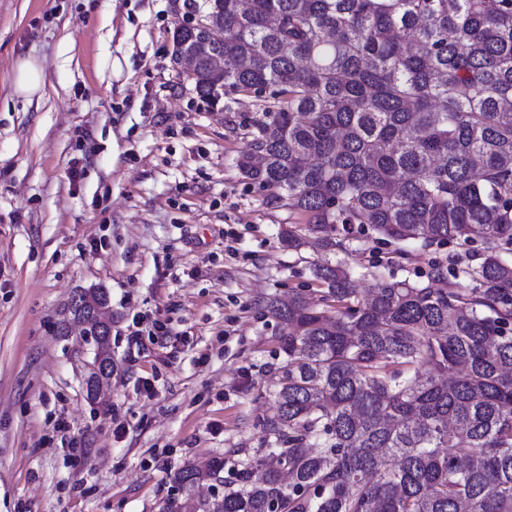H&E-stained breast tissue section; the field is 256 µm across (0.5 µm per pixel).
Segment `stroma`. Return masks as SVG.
<instances>
[{"instance_id": "1", "label": "stroma", "mask_w": 512, "mask_h": 512, "mask_svg": "<svg viewBox=\"0 0 512 512\" xmlns=\"http://www.w3.org/2000/svg\"><path fill=\"white\" fill-rule=\"evenodd\" d=\"M184 0H0V512H161L171 475L264 447L281 361L259 299L320 283L299 215L265 202L236 158L255 97L203 103L173 63ZM43 68L42 98L13 91ZM359 294L375 271L418 278L450 243L356 232ZM107 289L115 370L83 392L88 348L58 326L71 296ZM167 335H160L158 325ZM15 90L31 98L42 89L43 70L39 62L32 58L22 59L16 65Z\"/></svg>"}]
</instances>
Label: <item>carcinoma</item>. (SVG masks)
Returning a JSON list of instances; mask_svg holds the SVG:
<instances>
[{"label": "carcinoma", "instance_id": "carcinoma-1", "mask_svg": "<svg viewBox=\"0 0 512 512\" xmlns=\"http://www.w3.org/2000/svg\"><path fill=\"white\" fill-rule=\"evenodd\" d=\"M172 33L201 101L269 95L237 159L281 237L332 259L314 302L258 301L283 358L267 447L171 476L162 512H512V0H192ZM481 242L354 288L346 238ZM72 319L107 302L79 290Z\"/></svg>", "mask_w": 512, "mask_h": 512}]
</instances>
